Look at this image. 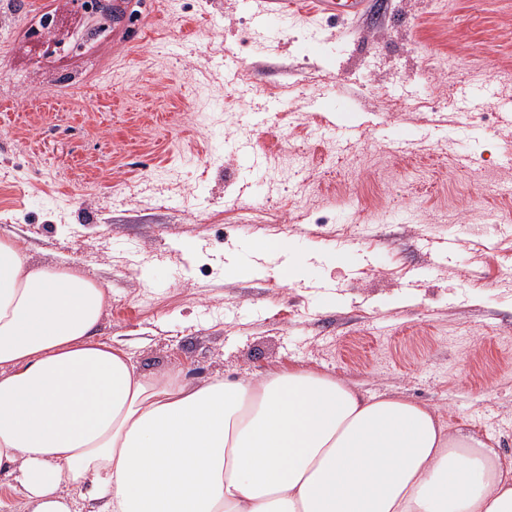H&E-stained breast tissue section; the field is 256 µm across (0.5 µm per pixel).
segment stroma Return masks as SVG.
Instances as JSON below:
<instances>
[{"instance_id":"obj_1","label":"stroma","mask_w":512,"mask_h":512,"mask_svg":"<svg viewBox=\"0 0 512 512\" xmlns=\"http://www.w3.org/2000/svg\"><path fill=\"white\" fill-rule=\"evenodd\" d=\"M26 2L0 0V238L110 289L99 340L194 383L325 374L512 457V0L284 28L264 0H156L143 40L79 56L75 14L35 45Z\"/></svg>"}]
</instances>
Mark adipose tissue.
Masks as SVG:
<instances>
[{"label": "adipose tissue", "mask_w": 512, "mask_h": 512, "mask_svg": "<svg viewBox=\"0 0 512 512\" xmlns=\"http://www.w3.org/2000/svg\"><path fill=\"white\" fill-rule=\"evenodd\" d=\"M111 296L0 238V471L31 512H512V463L311 371L202 384L96 338Z\"/></svg>", "instance_id": "1"}]
</instances>
